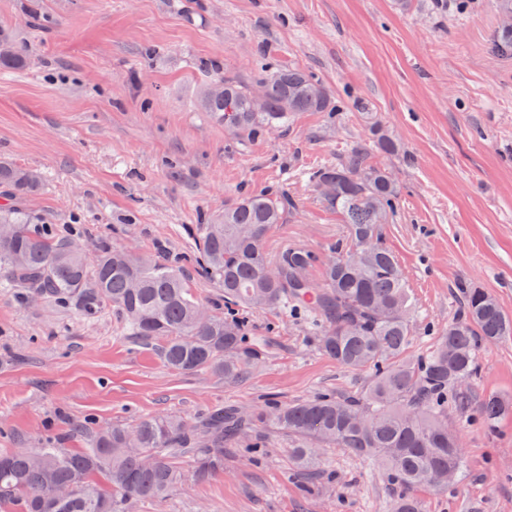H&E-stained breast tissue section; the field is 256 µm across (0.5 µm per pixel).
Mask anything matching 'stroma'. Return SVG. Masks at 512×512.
Here are the masks:
<instances>
[{
	"instance_id": "obj_1",
	"label": "stroma",
	"mask_w": 512,
	"mask_h": 512,
	"mask_svg": "<svg viewBox=\"0 0 512 512\" xmlns=\"http://www.w3.org/2000/svg\"><path fill=\"white\" fill-rule=\"evenodd\" d=\"M495 0H0L26 69L0 71V157L43 176L26 207L87 256L122 247L174 261L192 295L224 308V288L196 263L202 224L245 190L281 192L295 210L264 241L326 252L345 234L312 175L344 159L380 126L400 145L376 153L400 187L384 234L418 309L410 348L461 315V289H483L512 316V61L494 55ZM217 62L248 80L275 62L351 92L340 123L299 112L287 129L240 140L194 101ZM265 359L240 382L165 366L156 344L132 339L116 308L77 306L0 288V452L38 448L47 432L82 449L77 423L103 426L320 392L363 396L367 370L336 365L303 321L282 309H240ZM477 395L512 400V337L482 348ZM465 466L454 486L415 493L419 512H512V418L494 430L461 426ZM284 435L261 458L246 445L224 471L187 479L134 512H382L380 464L342 448L322 452L331 484L292 478Z\"/></svg>"
}]
</instances>
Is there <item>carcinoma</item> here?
Listing matches in <instances>:
<instances>
[{
  "instance_id": "obj_1",
  "label": "carcinoma",
  "mask_w": 512,
  "mask_h": 512,
  "mask_svg": "<svg viewBox=\"0 0 512 512\" xmlns=\"http://www.w3.org/2000/svg\"><path fill=\"white\" fill-rule=\"evenodd\" d=\"M500 24L492 41L512 59V0H497ZM26 59L0 30V68L20 70ZM199 106L243 139H257L296 112L339 119L345 105L314 74L269 67L251 82L222 77L208 85ZM394 154L398 143L381 128L359 142L346 160L317 170L320 200L347 226L325 257L290 247L272 263L263 240L295 203L251 192L202 226L197 262L224 286L227 311L211 312L185 287L177 265L123 249L104 248L90 261L48 227H30L23 202L42 185L38 172L0 159V288H24L60 303L75 300L86 315L112 305L135 336L161 341L164 364L177 372L209 370L240 381L264 359L236 308L282 307L310 320L318 347L348 370H373L363 398L318 393L299 401L267 400L247 408L220 407L194 425L155 416L132 426L83 422L84 448L64 454L46 446L0 453V512H124L127 501L159 500L185 480L178 455L195 449L193 477L224 472V449L246 440L265 446L271 433L291 436L293 472L321 469L320 445L333 444L376 458L397 494L385 512H418L419 488L448 490V469L463 466L460 436L448 427V409L469 425L493 426L512 416V402L476 396L471 388L481 348L512 335V317L480 288L462 290L464 317L448 324L426 353L408 359L415 336L412 293L383 225L397 208L392 172L370 162L372 152ZM320 270L321 278L313 277ZM70 488L47 506L49 485Z\"/></svg>"
}]
</instances>
